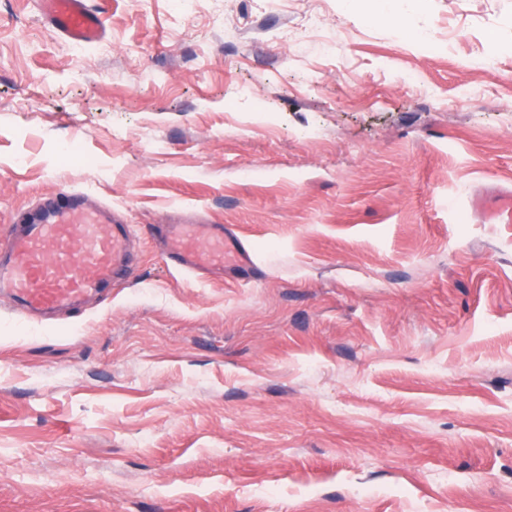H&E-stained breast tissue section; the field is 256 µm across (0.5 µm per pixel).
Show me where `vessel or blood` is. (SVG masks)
<instances>
[{"label": "vessel or blood", "mask_w": 512, "mask_h": 512, "mask_svg": "<svg viewBox=\"0 0 512 512\" xmlns=\"http://www.w3.org/2000/svg\"><path fill=\"white\" fill-rule=\"evenodd\" d=\"M36 6L68 41L88 43L103 33L104 20L88 0H37ZM129 235L127 225L113 223L110 209H91L79 196H69L66 203L51 206L47 218L0 237V288L7 289L18 315L30 322L73 308L129 274ZM165 251L175 268L201 280L226 269L246 271L252 263L220 226L202 234L192 224L169 225Z\"/></svg>", "instance_id": "1"}]
</instances>
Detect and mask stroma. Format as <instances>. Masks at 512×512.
Returning <instances> with one entry per match:
<instances>
[{
  "mask_svg": "<svg viewBox=\"0 0 512 512\" xmlns=\"http://www.w3.org/2000/svg\"><path fill=\"white\" fill-rule=\"evenodd\" d=\"M96 2L0 0V232L76 191L134 243L48 327L0 295V512H512V0ZM36 6L46 23L68 41L88 43L103 33L104 20L88 0H38ZM196 224H169L165 234V251L171 264L200 280L222 273L224 269L248 271L252 258L241 250L237 241L224 232V226H212L199 233ZM205 241V245H201Z\"/></svg>",
  "mask_w": 512,
  "mask_h": 512,
  "instance_id": "35a3bbf8",
  "label": "stroma"
}]
</instances>
